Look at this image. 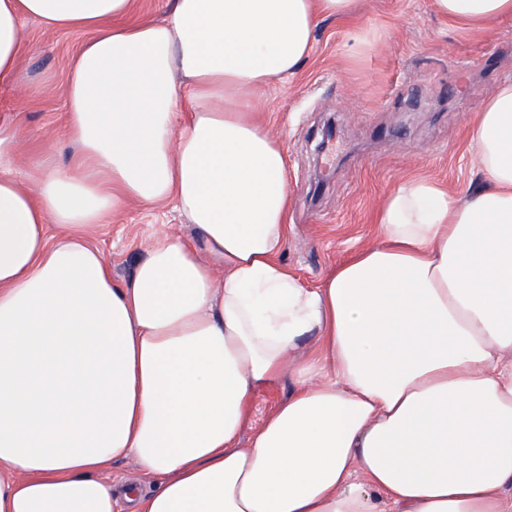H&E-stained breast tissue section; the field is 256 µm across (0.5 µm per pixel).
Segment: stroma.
Returning <instances> with one entry per match:
<instances>
[{"label":"stroma","mask_w":512,"mask_h":512,"mask_svg":"<svg viewBox=\"0 0 512 512\" xmlns=\"http://www.w3.org/2000/svg\"><path fill=\"white\" fill-rule=\"evenodd\" d=\"M26 55L17 84L0 86V115L16 120L26 160L68 166L64 82L88 38L24 23ZM512 80V17L482 32L458 29L433 0H357L347 18L323 19L298 73L272 80L251 109L282 142L291 190L281 261L310 288L360 247L378 240L383 197L413 176L455 192L479 182L469 120L486 94ZM334 117L340 133L320 157L315 129ZM192 234L174 203L130 205L96 231L118 278L129 277L151 235Z\"/></svg>","instance_id":"stroma-1"}]
</instances>
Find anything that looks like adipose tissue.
<instances>
[{
    "label": "adipose tissue",
    "instance_id": "1",
    "mask_svg": "<svg viewBox=\"0 0 512 512\" xmlns=\"http://www.w3.org/2000/svg\"><path fill=\"white\" fill-rule=\"evenodd\" d=\"M354 2L171 0L130 24L132 0H0V83L24 20L90 34L74 166L23 168L0 122V512H512V81L470 124L463 195L404 180L320 287L278 260L287 157L249 98ZM434 7L468 31L512 16ZM170 199L194 236H152L114 279L91 234ZM131 457L145 485L114 490Z\"/></svg>",
    "mask_w": 512,
    "mask_h": 512
}]
</instances>
